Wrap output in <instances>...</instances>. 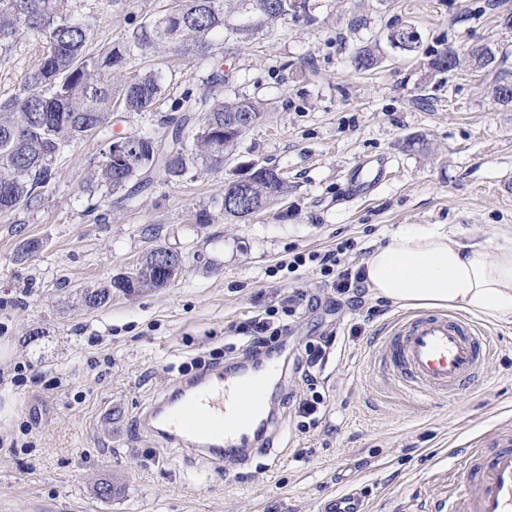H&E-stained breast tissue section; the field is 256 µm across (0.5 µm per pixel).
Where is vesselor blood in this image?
<instances>
[{
	"label": "vessel or blood",
	"mask_w": 512,
	"mask_h": 512,
	"mask_svg": "<svg viewBox=\"0 0 512 512\" xmlns=\"http://www.w3.org/2000/svg\"><path fill=\"white\" fill-rule=\"evenodd\" d=\"M386 175L382 159H363L350 170L351 196L364 197ZM489 353L487 336L464 315L412 314L389 329L384 357L400 381L421 396L454 394L473 380ZM274 365L242 368L190 379L179 398H159L145 429L186 451L223 464L250 450L251 440L266 422V400ZM454 490L438 500L435 512H512V422L498 424L492 442L471 440L461 451ZM320 512H366L357 490L324 499Z\"/></svg>",
	"instance_id": "vessel-or-blood-1"
}]
</instances>
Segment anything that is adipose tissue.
Here are the masks:
<instances>
[{
  "mask_svg": "<svg viewBox=\"0 0 512 512\" xmlns=\"http://www.w3.org/2000/svg\"><path fill=\"white\" fill-rule=\"evenodd\" d=\"M378 298L411 309L458 310L512 319V244H463L446 227L404 229L375 248L365 264Z\"/></svg>",
  "mask_w": 512,
  "mask_h": 512,
  "instance_id": "adipose-tissue-1",
  "label": "adipose tissue"
}]
</instances>
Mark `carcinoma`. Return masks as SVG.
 I'll return each instance as SVG.
<instances>
[{
  "instance_id": "carcinoma-1",
  "label": "carcinoma",
  "mask_w": 512,
  "mask_h": 512,
  "mask_svg": "<svg viewBox=\"0 0 512 512\" xmlns=\"http://www.w3.org/2000/svg\"><path fill=\"white\" fill-rule=\"evenodd\" d=\"M154 20L141 25L126 43L104 50L91 48L96 19L75 12L70 0H0V56H6L21 37L42 42L43 52L29 70L19 93L0 100V216L39 209L58 178L57 161L67 148L98 135L112 119L114 104L126 112H153L162 94L161 77L149 70L134 76L120 90L110 75L132 63L144 50L170 45L195 60L213 57L215 36H249L279 20L309 14L311 0H178ZM412 25L388 35L392 47L406 52L418 48ZM450 64H445V61ZM355 69L366 71L379 63L371 48L352 58ZM498 66L491 47L471 48L466 54H434L430 68L452 72L463 68ZM217 74L207 79L196 99L185 97L184 112L171 139L149 132L124 136L128 159L112 164L107 147L97 172L100 183L114 192L144 188L156 174L178 181L197 161L211 170L224 166V150L243 134L229 130L233 115L249 116L251 125L262 118L261 103L250 98L224 99L214 87ZM288 196V182L277 168L255 162L240 165L238 177L224 182V218L246 220L271 202ZM182 257L172 251V263L159 271L155 250H150L133 272L117 276L101 288L85 289V307L97 309L112 299V289L125 294L159 290L182 270Z\"/></svg>"
}]
</instances>
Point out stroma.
I'll list each match as a JSON object with an SVG mask.
<instances>
[{"label":"stroma","mask_w":512,"mask_h":512,"mask_svg":"<svg viewBox=\"0 0 512 512\" xmlns=\"http://www.w3.org/2000/svg\"><path fill=\"white\" fill-rule=\"evenodd\" d=\"M173 2L71 6L96 16L95 43L108 47ZM313 2L311 17L226 40L204 64L166 46L146 51L139 68L163 84L156 112H116L65 151L39 209L15 224L0 218V437L19 445L0 453V512H319L348 489L363 493L369 512H419L447 490L458 448L512 420V322L480 321L492 351L474 381L419 397L383 360L384 332L405 308L369 294L339 306L319 263L284 268L295 254L346 241V265L361 267L406 227L445 224L464 243L512 235V104L492 94L498 72L429 66L437 51L487 44L512 69V30L500 25L512 0ZM405 24L420 33L417 51L388 42ZM362 46L380 58L367 72L351 63ZM38 50L24 38L0 61V99L19 93ZM215 71L225 96L264 103L223 169L158 175L129 200L97 182L110 140L145 130L166 138L181 118L176 103ZM377 155L388 162L385 180L371 197L351 198L348 170ZM247 162L275 166L289 192L228 224L224 183ZM202 212L209 223H198ZM27 239L42 247L17 262ZM159 245L184 257L172 284L83 306V289L130 272ZM292 290L308 301L282 319L290 361L268 397L266 452L221 468L144 432V414L180 379L176 365L198 357L223 368L226 328ZM325 335L332 344L316 379L328 408L302 432L293 399L308 386L292 359ZM26 361L55 387L15 385L14 366ZM105 479L115 487L108 499L94 492Z\"/></svg>","instance_id":"obj_1"}]
</instances>
